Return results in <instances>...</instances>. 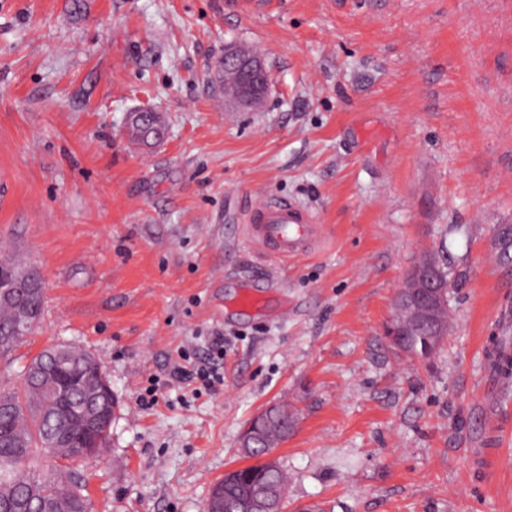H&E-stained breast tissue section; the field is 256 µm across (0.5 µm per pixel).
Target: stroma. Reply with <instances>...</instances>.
Instances as JSON below:
<instances>
[{
  "label": "stroma",
  "instance_id": "1",
  "mask_svg": "<svg viewBox=\"0 0 512 512\" xmlns=\"http://www.w3.org/2000/svg\"><path fill=\"white\" fill-rule=\"evenodd\" d=\"M229 44L270 73L259 108L224 98ZM142 108L161 142L131 138ZM270 195L315 209V250L282 260L246 239L240 213ZM503 224L512 0H0V259L45 295L0 388L56 343L100 359L116 406L84 471L90 512H202L274 404L295 417L274 451L285 512H512V382L497 457L475 460L486 349L512 339ZM429 254L452 320L423 359L386 329ZM256 282L262 308L239 311ZM216 330L223 383H168Z\"/></svg>",
  "mask_w": 512,
  "mask_h": 512
}]
</instances>
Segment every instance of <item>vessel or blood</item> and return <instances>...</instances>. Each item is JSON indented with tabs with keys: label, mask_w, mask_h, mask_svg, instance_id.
<instances>
[{
	"label": "vessel or blood",
	"mask_w": 512,
	"mask_h": 512,
	"mask_svg": "<svg viewBox=\"0 0 512 512\" xmlns=\"http://www.w3.org/2000/svg\"><path fill=\"white\" fill-rule=\"evenodd\" d=\"M248 239L266 255L294 257L313 250L323 236L318 216L302 203L266 197L248 211Z\"/></svg>",
	"instance_id": "obj_1"
}]
</instances>
